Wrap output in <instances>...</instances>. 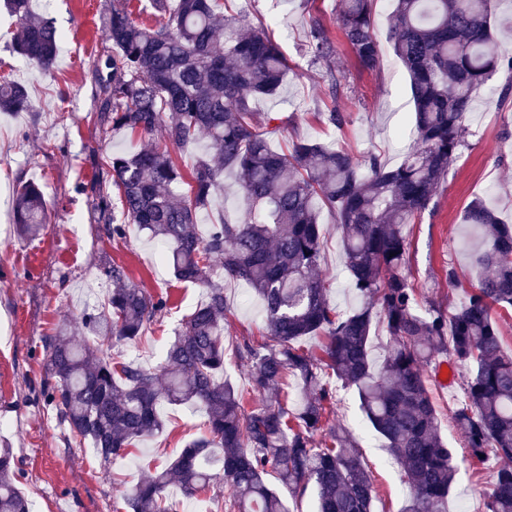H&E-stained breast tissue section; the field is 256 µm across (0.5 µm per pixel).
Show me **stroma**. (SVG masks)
Listing matches in <instances>:
<instances>
[{"label": "stroma", "mask_w": 512, "mask_h": 512, "mask_svg": "<svg viewBox=\"0 0 512 512\" xmlns=\"http://www.w3.org/2000/svg\"><path fill=\"white\" fill-rule=\"evenodd\" d=\"M337 0H250L244 11L263 23L280 45L291 70L279 96L255 101L257 112L271 115L270 142L280 147L300 136L344 148L355 157L374 153L388 165L401 162L419 145L413 126L409 77L391 51L378 69L359 65L336 22ZM105 0H55L50 13L62 33L55 66L45 72L12 49L19 22L0 0V76L24 84L29 110L0 112V195L12 198L19 184L42 189L47 222L40 234L24 237L16 228L0 235V440L17 456L19 480L31 512H126V487L154 467L174 460L186 443L205 434V415L192 407L163 410L162 434L140 441L112 465H101L89 442L71 432L42 396L47 377L46 347L60 323L100 310L112 290L104 268H124L130 283L166 309L154 332L122 348L125 358L159 366L167 342L205 298L199 285L175 278L171 267L156 261L162 244L137 225L112 240L91 207V188L111 181V151L135 152L145 141L165 144L162 133L151 139L105 133L98 112L100 77L112 47L101 37ZM320 18L336 43L341 92L331 99L323 66L310 62L306 32ZM496 75L480 89L468 118L467 145L428 209L407 226L409 252L405 272L421 305H459L476 280L471 253L477 229L463 216L476 198L490 199L500 218L512 225V103L504 104ZM338 106L342 128L323 123L327 107ZM325 232L321 272L330 282V299L339 310L356 303L345 269L340 233L331 214H323ZM456 282H449V272ZM229 314L224 333L230 338H261L264 313L242 281L224 284ZM336 415L356 437L378 494L375 512H398L405 499L401 473L381 439L366 425L353 391L337 393ZM493 462H459L448 501H466L480 512L481 493Z\"/></svg>", "instance_id": "stroma-1"}]
</instances>
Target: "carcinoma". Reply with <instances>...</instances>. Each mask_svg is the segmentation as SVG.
I'll use <instances>...</instances> for the list:
<instances>
[{"label":"carcinoma","instance_id":"cac0c4a2","mask_svg":"<svg viewBox=\"0 0 512 512\" xmlns=\"http://www.w3.org/2000/svg\"><path fill=\"white\" fill-rule=\"evenodd\" d=\"M7 2L21 24L18 53L50 71L61 38L54 21L34 12L31 0ZM231 2L152 0L153 25L136 21L131 0H111L105 12L112 53L99 112L107 131L150 137L162 129L178 149L204 134L207 145L187 175L158 146L113 152V191L96 189L95 209L114 236L136 224L166 242L174 276L206 286V299L169 342L158 373L75 342L63 325L47 355L46 404L106 465L133 441L163 430L164 406L204 411L208 434L125 490L130 512H178L170 486L193 497L217 483L224 484L225 512H290L267 483L271 472L297 496L313 487L317 512H373L374 483L355 438L334 418L337 386L324 381L330 373L354 391L403 472L409 491L399 512H448L456 451L442 438L431 385L433 364L450 356L466 370L465 398L450 419L476 463L498 461L484 512H512V350L503 349L492 315L496 305L512 308V226L483 199L471 201L465 221L480 231L475 262L482 273L457 307L419 310L402 272L403 227L429 207L465 145L475 92L502 74L500 98L512 93V57L499 46L512 15L497 18L494 0H392L387 41L410 78L421 146L390 167L375 154L360 163L344 149L305 138L285 149L271 145V117H259L252 104L278 93L289 66L280 46L232 11ZM374 2L339 0L336 11L347 44L369 70L382 58ZM307 40L313 61L327 66L335 99L336 44L320 19H311ZM27 108L25 89L0 79V111ZM227 170L238 177L244 210L233 219L220 215L201 236L197 213L224 191ZM325 210L340 231L359 298L344 312L331 303L320 275ZM12 212L21 235H36L46 223L38 187L19 185ZM215 258L222 260L219 281ZM105 275L114 284L107 309L84 315L81 324L110 334L115 345L130 343L152 329L166 301L126 282L120 266ZM225 279L247 282L265 314V340L233 343L235 358L250 363L258 404L249 411L243 393L224 379ZM378 322L389 345L377 365L371 341ZM306 336L325 338L322 357L302 348ZM292 384L301 396L290 404ZM0 512H30L10 448H0Z\"/></svg>","mask_w":512,"mask_h":512}]
</instances>
